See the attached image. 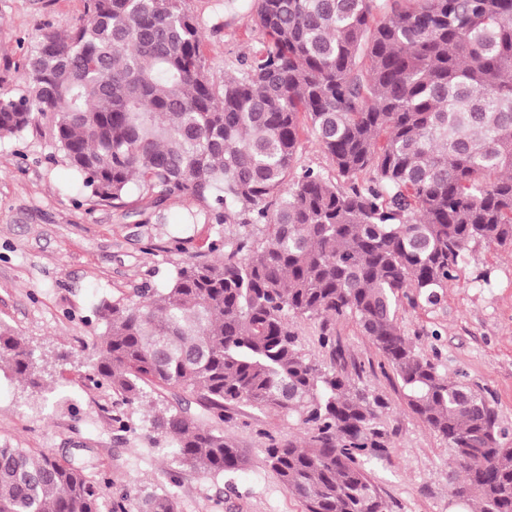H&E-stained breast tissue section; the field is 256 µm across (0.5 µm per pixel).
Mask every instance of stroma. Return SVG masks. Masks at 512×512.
<instances>
[{
	"label": "stroma",
	"instance_id": "35a3bbf8",
	"mask_svg": "<svg viewBox=\"0 0 512 512\" xmlns=\"http://www.w3.org/2000/svg\"><path fill=\"white\" fill-rule=\"evenodd\" d=\"M200 23L201 52L214 76L238 71L263 48L251 0H184ZM84 0H0V93H19L29 37L40 25L64 33L78 22ZM246 229L212 223L206 210L181 199L154 204L130 190L117 209L83 188L38 121L0 140V331L20 338L40 363L31 387L0 368V445L59 460H79L102 489L100 512L128 495L138 504L155 492L173 497L178 512H305L266 468L270 441L303 445L307 430L275 410L228 408L224 434L245 455L239 470L212 477L183 466L175 442L152 428L173 403L169 391H148L134 406L86 375L105 331L101 303L139 288L166 287L191 256L235 247ZM490 283L483 286L479 275ZM398 322L417 352L448 379L477 391L494 408L512 442V244L476 242L439 306L401 302ZM301 351L328 367L331 350L353 388L375 400L373 427L388 452L367 468L385 512H457L450 489L461 473L447 441L406 405L400 383L353 320L333 325L322 342L319 319L297 318Z\"/></svg>",
	"mask_w": 512,
	"mask_h": 512
}]
</instances>
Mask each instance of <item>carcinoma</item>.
Wrapping results in <instances>:
<instances>
[{"label":"carcinoma","instance_id":"carcinoma-1","mask_svg":"<svg viewBox=\"0 0 512 512\" xmlns=\"http://www.w3.org/2000/svg\"><path fill=\"white\" fill-rule=\"evenodd\" d=\"M264 50L218 79L183 0H84L67 33L31 35L23 92L0 94V138L35 118L91 195L131 185L190 199L217 224H262L221 260L191 257L167 287L102 303L93 375L132 406L182 390L209 419L244 404L308 426L266 464L307 512H384L365 458L384 450L368 397L298 347L288 318H352L448 441L474 512H512V446L493 408L417 353L399 301L436 306L472 242H512V0H253ZM336 180L294 172L301 118ZM374 172L367 182L360 176ZM0 365L36 384L28 346L0 332ZM153 428L181 465L245 462L183 399ZM78 461L0 445V512H98ZM135 512H177L167 494Z\"/></svg>","mask_w":512,"mask_h":512}]
</instances>
